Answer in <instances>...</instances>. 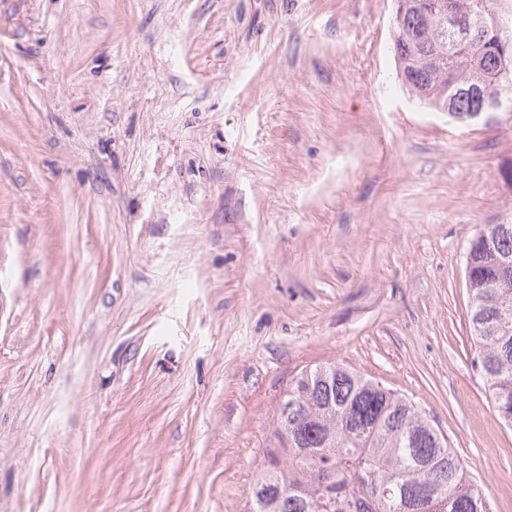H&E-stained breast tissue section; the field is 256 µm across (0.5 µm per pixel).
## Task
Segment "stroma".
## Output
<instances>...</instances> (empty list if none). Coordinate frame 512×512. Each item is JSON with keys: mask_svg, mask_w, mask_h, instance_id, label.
<instances>
[{"mask_svg": "<svg viewBox=\"0 0 512 512\" xmlns=\"http://www.w3.org/2000/svg\"><path fill=\"white\" fill-rule=\"evenodd\" d=\"M396 7L0 0V512H247L330 362L512 512L465 278L512 121L418 106Z\"/></svg>", "mask_w": 512, "mask_h": 512, "instance_id": "stroma-1", "label": "stroma"}]
</instances>
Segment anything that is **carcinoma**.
<instances>
[{"label": "carcinoma", "mask_w": 512, "mask_h": 512, "mask_svg": "<svg viewBox=\"0 0 512 512\" xmlns=\"http://www.w3.org/2000/svg\"><path fill=\"white\" fill-rule=\"evenodd\" d=\"M441 0L396 8L398 77L427 108L465 123L512 80V37L497 30L503 0ZM464 41L483 65L469 64ZM454 71L457 86L448 85ZM482 92L472 94L469 89ZM469 329L486 396L512 425V224H484L469 241ZM275 444L250 496L249 512H491L451 448L413 403L341 363L294 376L278 404Z\"/></svg>", "instance_id": "cac0c4a2"}]
</instances>
